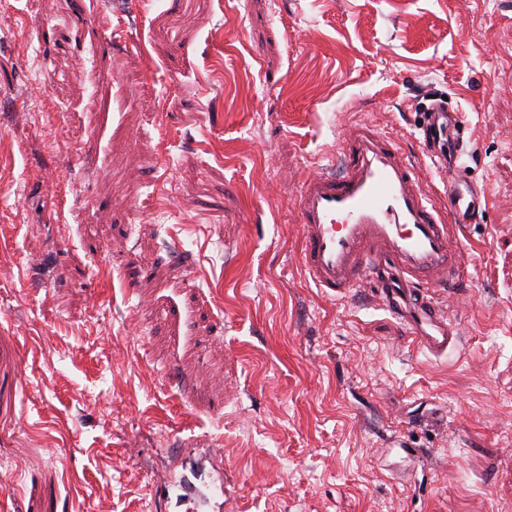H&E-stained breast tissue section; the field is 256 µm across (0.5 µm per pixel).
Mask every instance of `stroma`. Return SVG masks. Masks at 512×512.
<instances>
[{
    "label": "stroma",
    "mask_w": 512,
    "mask_h": 512,
    "mask_svg": "<svg viewBox=\"0 0 512 512\" xmlns=\"http://www.w3.org/2000/svg\"><path fill=\"white\" fill-rule=\"evenodd\" d=\"M359 123L488 192L447 355L299 265ZM210 446L232 512H512V0H0V512H161ZM448 112V108L439 105L433 110V114L428 119L425 128L423 129V141L421 142L422 153L430 158H434L439 155V152L435 146V133L436 128L439 129V119H445V113Z\"/></svg>",
    "instance_id": "35a3bbf8"
}]
</instances>
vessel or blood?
<instances>
[{"label": "vessel or blood", "instance_id": "obj_1", "mask_svg": "<svg viewBox=\"0 0 512 512\" xmlns=\"http://www.w3.org/2000/svg\"><path fill=\"white\" fill-rule=\"evenodd\" d=\"M445 113L436 107L423 130L428 157L438 154L435 133ZM335 162L297 190L306 277L332 296L372 285L407 335L433 353L447 352L459 336L437 312L433 290L461 277L458 233L480 221L475 193L449 192L447 213H438L415 160L370 124L348 130ZM208 484L204 464L190 462L177 484H160L157 493L180 512H198Z\"/></svg>", "mask_w": 512, "mask_h": 512}]
</instances>
